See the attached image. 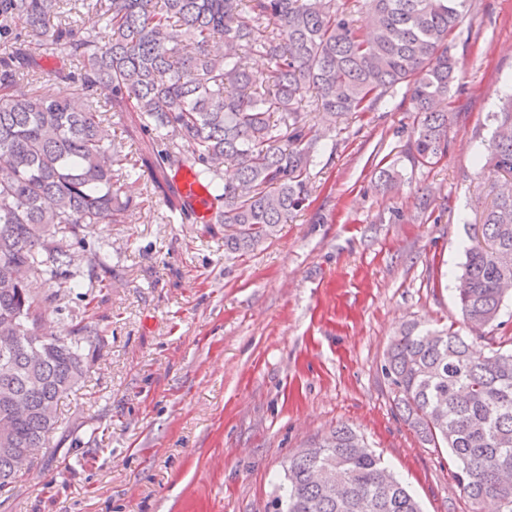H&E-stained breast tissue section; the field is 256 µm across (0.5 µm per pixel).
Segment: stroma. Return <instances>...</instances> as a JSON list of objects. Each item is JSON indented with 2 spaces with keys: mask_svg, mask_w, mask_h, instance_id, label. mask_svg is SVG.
<instances>
[{
  "mask_svg": "<svg viewBox=\"0 0 512 512\" xmlns=\"http://www.w3.org/2000/svg\"><path fill=\"white\" fill-rule=\"evenodd\" d=\"M460 67L448 150L405 156L415 115L394 104L313 115L310 196L276 237L224 253V231L182 222L140 160L149 140L128 112L112 141L136 167L135 204L99 225L112 284L47 307L43 331L103 322L106 344L60 402L63 425L0 512H272L288 458L345 424L360 432L423 512H467L448 453L424 445L381 372L402 324L469 335L455 301L465 250L512 175L483 170L499 98L512 91V0H470L451 37ZM38 87L79 65L35 50ZM395 166L389 191L377 170Z\"/></svg>",
  "mask_w": 512,
  "mask_h": 512,
  "instance_id": "1",
  "label": "stroma"
}]
</instances>
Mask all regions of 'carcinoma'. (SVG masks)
Masks as SVG:
<instances>
[{
    "mask_svg": "<svg viewBox=\"0 0 512 512\" xmlns=\"http://www.w3.org/2000/svg\"><path fill=\"white\" fill-rule=\"evenodd\" d=\"M367 33L338 0H0V493L29 468L18 458L50 447L61 426L59 400L85 381V346L105 342L97 324L62 338L38 333L42 302L99 283L111 269L109 244L82 265L77 248L100 224L133 205L132 177L112 147L106 113L136 114L155 146L146 160L154 188L191 220L168 189L165 170L195 165L223 210L224 252L246 253L273 238L309 193L311 114L371 112L397 87L417 114L406 156L431 164L448 150V98L459 65L449 37L469 0H360ZM79 3L111 36L53 23ZM67 50L77 73L60 77L79 92L58 99L24 84L29 38ZM258 52L260 78L247 63ZM112 100L96 97L99 86ZM314 92V106L302 104ZM486 165L512 174V95L494 113ZM235 175L224 178V166ZM483 242L466 251L456 297L476 331L496 322L512 282V192L483 213ZM53 291L34 297L31 281ZM473 355L453 328L403 326L382 373L397 408L421 441L448 451L452 477L470 505L488 500L512 512V336L488 338ZM275 512H422L383 459L348 426L288 460Z\"/></svg>",
    "mask_w": 512,
    "mask_h": 512,
    "instance_id": "cac0c4a2",
    "label": "carcinoma"
}]
</instances>
